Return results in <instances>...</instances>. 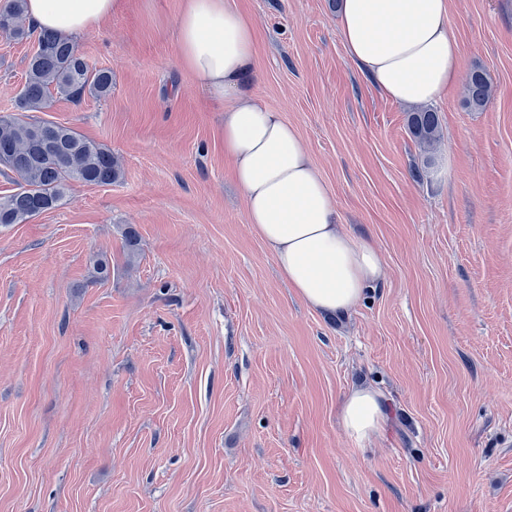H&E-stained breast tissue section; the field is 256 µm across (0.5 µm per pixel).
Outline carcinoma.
<instances>
[{"instance_id":"obj_1","label":"carcinoma","mask_w":512,"mask_h":512,"mask_svg":"<svg viewBox=\"0 0 512 512\" xmlns=\"http://www.w3.org/2000/svg\"><path fill=\"white\" fill-rule=\"evenodd\" d=\"M24 4L25 0H9L0 10V31L19 40L29 37L21 22ZM111 92L110 70L91 69L73 41L49 31L38 34L15 103L19 114L0 117V171L17 177L16 190L0 197V226L24 224L56 208L73 182L104 186L118 180V160L105 145L67 126L24 117L26 112L50 108L55 95L78 103L87 94L102 98ZM491 96L486 71L473 68L465 83L463 105L480 112ZM408 130L425 150L441 137L438 115L430 109L411 113Z\"/></svg>"}]
</instances>
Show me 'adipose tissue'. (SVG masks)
<instances>
[{
  "instance_id": "obj_1",
  "label": "adipose tissue",
  "mask_w": 512,
  "mask_h": 512,
  "mask_svg": "<svg viewBox=\"0 0 512 512\" xmlns=\"http://www.w3.org/2000/svg\"><path fill=\"white\" fill-rule=\"evenodd\" d=\"M124 0H26L37 31L73 39L118 13ZM177 61L224 110V154L246 216L282 277L311 308L343 315L383 280L384 257L344 231L331 192L297 129L250 87L257 22L228 0H183L174 20ZM348 56L384 96L402 105L441 99L456 83L460 53L447 0H340ZM343 432L364 444L385 428L383 394L357 387L338 412Z\"/></svg>"
}]
</instances>
